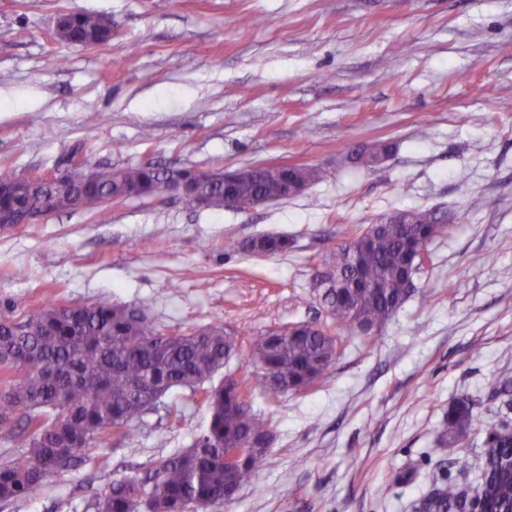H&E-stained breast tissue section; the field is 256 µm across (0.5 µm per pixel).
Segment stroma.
Returning <instances> with one entry per match:
<instances>
[{"label":"stroma","instance_id":"1","mask_svg":"<svg viewBox=\"0 0 512 512\" xmlns=\"http://www.w3.org/2000/svg\"><path fill=\"white\" fill-rule=\"evenodd\" d=\"M70 11L111 21V40L56 41ZM508 42L512 0H0V170L324 171L252 208L190 210L163 195L0 228V298L108 297L164 328L218 323L255 339L325 319L312 275L346 228L433 211L443 229L372 344L348 337L312 392H255L273 444L239 495L207 512H416L446 483L478 486L488 430L512 425L488 384L512 385ZM268 233L295 250L228 248ZM461 400L473 426L440 447ZM208 421L197 394L172 389L125 440L105 437L99 462L74 461L0 512H89L95 494L189 447ZM264 169L288 171V179H285V191L288 196H294L303 192L307 185L320 181L323 178V170L317 166H298L296 176L301 180L297 181L292 178L290 171L296 168L293 164H281V165H265L261 166ZM307 184H305V183Z\"/></svg>","mask_w":512,"mask_h":512}]
</instances>
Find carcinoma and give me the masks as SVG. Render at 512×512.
<instances>
[{
    "instance_id": "obj_1",
    "label": "carcinoma",
    "mask_w": 512,
    "mask_h": 512,
    "mask_svg": "<svg viewBox=\"0 0 512 512\" xmlns=\"http://www.w3.org/2000/svg\"><path fill=\"white\" fill-rule=\"evenodd\" d=\"M101 17L68 13L71 39L104 44L111 37ZM172 169L150 164L100 168L93 181L72 167L55 185L22 184L25 210L38 217L74 210L73 196L110 201L134 194L152 199L170 180ZM235 190L241 196L281 195V181L265 170H241ZM440 230L431 211L392 213L378 224L348 228L313 282L327 320L299 322L285 334L272 331L250 342L228 336L220 324L164 333L148 313L122 302L101 300L70 309L48 300L26 309L0 301V377L9 398L0 407V428L18 412L32 429L26 449L0 463V502L34 496L44 482L68 470L76 454L98 459L107 434L116 438L143 423L173 388L200 390L204 382L238 353L256 366L237 378L204 391L209 413L206 431L182 452L156 461L142 476L114 482L96 495L95 512H198L224 501L260 467L268 448L269 422L256 414V388L270 393H305L319 384L344 351V333H367L389 320L410 297L422 264L416 255ZM295 240L266 234L239 246L250 256L285 255ZM470 404L448 408L443 446H454L470 430ZM505 449L486 445L487 471L482 495L493 506H512V482L500 481L496 464ZM460 488L438 489L427 512H451Z\"/></svg>"
}]
</instances>
